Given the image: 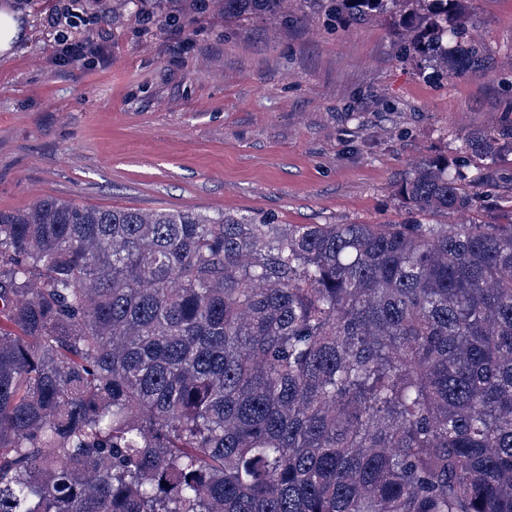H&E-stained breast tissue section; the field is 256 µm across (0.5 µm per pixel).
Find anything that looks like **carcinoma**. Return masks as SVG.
Listing matches in <instances>:
<instances>
[{"mask_svg": "<svg viewBox=\"0 0 512 512\" xmlns=\"http://www.w3.org/2000/svg\"><path fill=\"white\" fill-rule=\"evenodd\" d=\"M316 1L488 69L471 0ZM505 150L512 123L419 162L413 224L0 210V512H512Z\"/></svg>", "mask_w": 512, "mask_h": 512, "instance_id": "obj_1", "label": "carcinoma"}]
</instances>
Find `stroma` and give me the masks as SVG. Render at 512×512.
<instances>
[{
    "mask_svg": "<svg viewBox=\"0 0 512 512\" xmlns=\"http://www.w3.org/2000/svg\"><path fill=\"white\" fill-rule=\"evenodd\" d=\"M0 0L26 37L0 56V210L53 196L140 210L269 215L280 224H403L415 164L512 121V0H473L483 75L427 79L391 16L315 5L287 19L191 25L156 0ZM104 58L60 62L63 38Z\"/></svg>",
    "mask_w": 512,
    "mask_h": 512,
    "instance_id": "obj_1",
    "label": "stroma"
}]
</instances>
